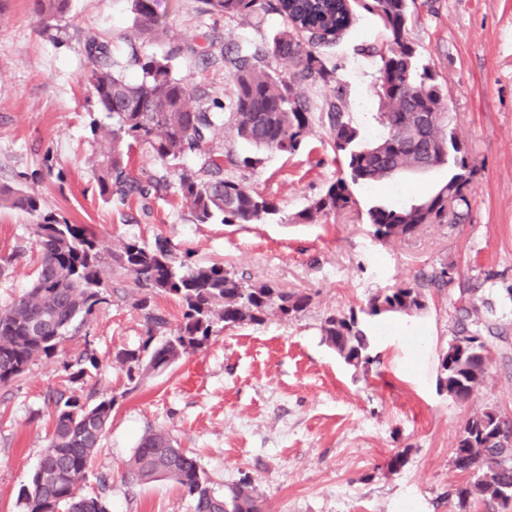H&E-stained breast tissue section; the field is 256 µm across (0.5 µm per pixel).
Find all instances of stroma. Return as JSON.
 <instances>
[{"label": "stroma", "mask_w": 512, "mask_h": 512, "mask_svg": "<svg viewBox=\"0 0 512 512\" xmlns=\"http://www.w3.org/2000/svg\"><path fill=\"white\" fill-rule=\"evenodd\" d=\"M202 7L201 0H161L159 20L180 41L216 54L243 38L265 42L281 26L275 15L245 23L202 15ZM59 26V39L43 35L31 0H8L0 16V183L33 188L44 209L90 225L108 249L130 240L150 246L162 237L175 264H221L312 300L296 318L271 316L216 333L195 354L133 385L114 356L144 337L146 318L132 302L146 293L112 268L105 303L63 352L0 385V512H24L21 492L47 444L57 397L92 392L116 404L81 492L104 498L109 512H193L175 482L128 477L126 464L148 430L168 432L195 456L216 493L249 480L263 512H403L408 502L413 512H458L454 490L466 477L454 469L452 451L466 420L485 408L512 416V0H416L408 38L447 92L476 175L465 223L427 224L385 242L361 208L395 195H427L447 180V168L356 189L360 210L298 223L296 213L339 175L328 129L319 123L292 154L254 151L225 129L214 137L215 149L255 156L253 167L229 165L224 173L273 199L280 222L202 224L173 189L128 207L104 202L91 172L98 146L88 122L97 106L84 44L93 36L105 40L120 60L131 40L144 52L165 45L139 37L130 0H72ZM380 40L376 18L357 11L355 23L322 50L332 82L299 88L317 113L339 101L368 137L378 66L363 48ZM176 73L207 99L231 95L223 61L187 52ZM48 169L53 178H45ZM37 255L33 218L0 208V309L30 286ZM443 266L454 280L426 289L424 310L363 316L368 368L346 365L323 341L329 314L366 307L375 295ZM472 305L495 329L487 338L494 355L484 384L462 403L440 389L437 375L460 309ZM86 352L97 368L69 381L65 364ZM398 452L404 464L390 468Z\"/></svg>", "instance_id": "35a3bbf8"}]
</instances>
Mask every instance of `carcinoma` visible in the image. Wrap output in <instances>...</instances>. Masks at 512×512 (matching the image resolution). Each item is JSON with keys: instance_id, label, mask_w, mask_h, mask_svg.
<instances>
[{"instance_id": "1", "label": "carcinoma", "mask_w": 512, "mask_h": 512, "mask_svg": "<svg viewBox=\"0 0 512 512\" xmlns=\"http://www.w3.org/2000/svg\"><path fill=\"white\" fill-rule=\"evenodd\" d=\"M134 23L141 34L163 38L168 49L144 54L132 44L126 62L113 59L108 43L96 38L85 42L92 62L88 82L97 107L108 122L89 123L100 150L91 170L99 195L107 203L129 206L133 201L159 196L170 184L204 224L215 217L225 224L265 223L278 214L274 200L224 176V163L245 168L254 160H235L216 150V131L231 134L257 149L292 153L306 141L315 120L328 125L334 159L344 164L346 176L336 179L297 213L304 224L352 209L358 205L357 186L385 183L411 174L413 169L448 167V180L414 201L380 202L367 209L373 235L390 241L413 236L425 224L448 219L461 224L468 206L465 190L473 170L450 127L447 97L429 66L419 61L407 37L414 0H203L205 12L227 20L262 19L273 13L282 27L262 46L241 40L224 52L233 80L229 103H197L189 83L175 72L184 47L160 24L159 0H130ZM71 0H33L32 9L43 33L55 37L54 21L68 13ZM378 18L386 40L364 51L378 58L375 113L376 135L367 139L337 103L315 115L297 91L304 81L328 84L334 70L327 67L320 47L330 45L351 26L354 8ZM265 57L288 61L281 75L259 67ZM139 75L130 79L129 68ZM146 145L166 171L162 176H137L135 150ZM198 154L201 167L186 170L177 161ZM0 206L35 218L40 259L29 288L0 310V384L20 377L41 358L55 356L76 322L84 321L105 302L108 269L116 266L131 274L151 293L176 298L183 308L177 327L155 342L154 331L168 325L167 318L150 309L149 297L133 306L145 312L146 336L136 349L123 350L117 362L129 382L142 376V363L163 370L195 353L215 333V325L232 329L259 324L273 312L291 319L303 312L311 297L285 292L268 283L251 282L222 265L186 270L174 264L169 242L157 239L148 247L136 240L118 252L105 255L98 235L86 224H74L60 212L41 208L39 195L24 187L0 184ZM448 284L443 267L414 286L380 293L368 303V314L410 315L426 307L424 289ZM455 340L439 358V385L453 399H467L483 383L487 366L478 329L459 323ZM323 340L356 368L370 364V340L354 310L331 314L321 325ZM114 397L89 404L72 395L55 404L52 431L29 487L25 512H107L98 497L80 493L92 453L99 447L112 420ZM501 414L486 408L468 419L453 450V467L469 475L456 488L460 512L477 501L500 502L512 495V445L500 436ZM131 479L145 483L165 477L176 482L192 499L194 512H262L253 487L241 481L222 495L209 487L195 457L177 446L167 433L148 431L139 440L127 465Z\"/></svg>"}]
</instances>
